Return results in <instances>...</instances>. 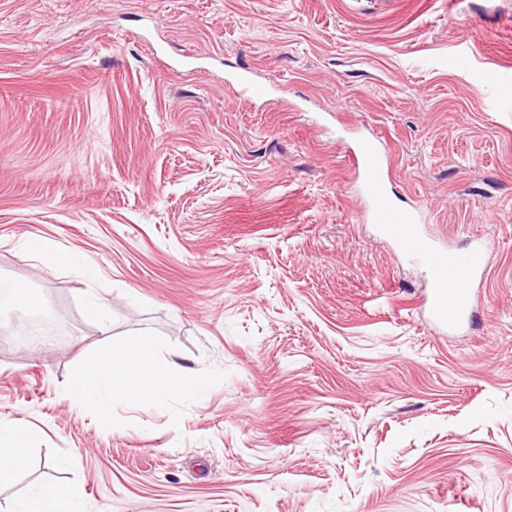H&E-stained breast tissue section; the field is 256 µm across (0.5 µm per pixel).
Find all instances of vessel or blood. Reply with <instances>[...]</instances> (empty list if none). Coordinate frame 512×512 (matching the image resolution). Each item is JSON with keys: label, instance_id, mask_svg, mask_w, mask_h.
<instances>
[{"label": "vessel or blood", "instance_id": "b4317fda", "mask_svg": "<svg viewBox=\"0 0 512 512\" xmlns=\"http://www.w3.org/2000/svg\"><path fill=\"white\" fill-rule=\"evenodd\" d=\"M226 83L247 100L263 94L247 70L230 75ZM351 158L364 187L370 223L376 224L388 239L408 249L425 266L431 278L426 302L432 322L440 331L455 332L469 319L474 287L487 274L486 246L479 244L460 252L442 241L428 244L419 233L421 212L393 206L386 189L389 171L376 144L361 140L352 148Z\"/></svg>", "mask_w": 512, "mask_h": 512}]
</instances>
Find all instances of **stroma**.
Segmentation results:
<instances>
[{
  "label": "stroma",
  "instance_id": "35a3bbf8",
  "mask_svg": "<svg viewBox=\"0 0 512 512\" xmlns=\"http://www.w3.org/2000/svg\"><path fill=\"white\" fill-rule=\"evenodd\" d=\"M248 69L267 97L243 100ZM512 0H0V420L86 512H512ZM426 237L489 248L468 332L362 217L360 136ZM79 257L54 265L33 242ZM226 379L100 429L67 398L102 335ZM70 456L69 467L47 469ZM226 84L240 97L251 100L263 95V89L257 85L250 71L238 72L226 79Z\"/></svg>",
  "mask_w": 512,
  "mask_h": 512
}]
</instances>
